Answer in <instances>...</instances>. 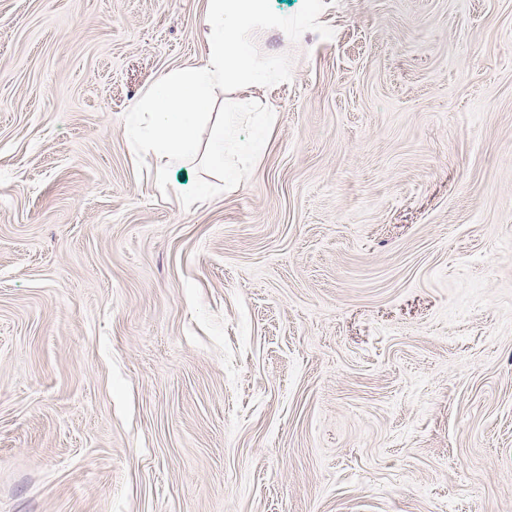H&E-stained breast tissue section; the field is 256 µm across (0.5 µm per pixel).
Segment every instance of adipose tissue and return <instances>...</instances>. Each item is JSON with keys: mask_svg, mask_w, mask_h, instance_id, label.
I'll return each mask as SVG.
<instances>
[{"mask_svg": "<svg viewBox=\"0 0 512 512\" xmlns=\"http://www.w3.org/2000/svg\"><path fill=\"white\" fill-rule=\"evenodd\" d=\"M265 0H208L200 25L205 31L208 59L194 71L169 73L143 94L135 105L140 121L132 135L138 150L155 154L166 165H178L205 152L216 169L231 167L237 177L248 172V160L257 159L266 146V131L258 129L251 145L238 146L233 119L211 109L214 89L234 85L241 94L251 93L266 80V69L251 51L254 31L265 16ZM210 121L211 137L200 145L197 132Z\"/></svg>", "mask_w": 512, "mask_h": 512, "instance_id": "1", "label": "adipose tissue"}]
</instances>
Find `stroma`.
Wrapping results in <instances>:
<instances>
[{
	"instance_id": "1",
	"label": "stroma",
	"mask_w": 512,
	"mask_h": 512,
	"mask_svg": "<svg viewBox=\"0 0 512 512\" xmlns=\"http://www.w3.org/2000/svg\"><path fill=\"white\" fill-rule=\"evenodd\" d=\"M204 7L0 0V512H512V0H267L235 184ZM207 1L200 19L207 38V63L199 70L169 73L146 90L132 110L148 114L146 121L133 124L134 151L152 152L168 166L182 164L198 154L197 132L206 119L212 128L205 148L208 161L223 174L224 167L231 166L241 178L248 173L249 158L255 161L266 146V125L258 127L251 145L240 147L233 137L236 117L227 119V113L209 110L220 84H233L237 92L250 95L265 83V66L251 51L252 35L265 16V0Z\"/></svg>"
}]
</instances>
